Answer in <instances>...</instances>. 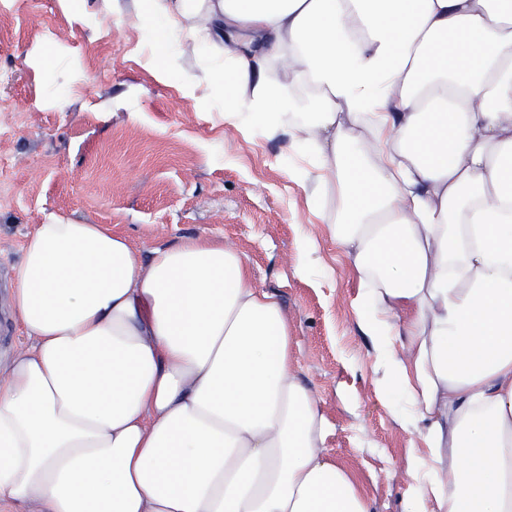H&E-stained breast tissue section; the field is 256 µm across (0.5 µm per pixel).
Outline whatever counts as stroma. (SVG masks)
Instances as JSON below:
<instances>
[{"instance_id": "obj_1", "label": "stroma", "mask_w": 512, "mask_h": 512, "mask_svg": "<svg viewBox=\"0 0 512 512\" xmlns=\"http://www.w3.org/2000/svg\"><path fill=\"white\" fill-rule=\"evenodd\" d=\"M148 52L139 0H87L79 23L61 0H0V353L29 344L8 297L36 225L106 224L145 250L221 241L283 305L327 457L374 512H402L412 428L381 394L389 375L353 308L358 280L312 213L313 186L289 174L298 158L285 137L225 123L193 47L168 80Z\"/></svg>"}]
</instances>
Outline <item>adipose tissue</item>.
Segmentation results:
<instances>
[{
	"mask_svg": "<svg viewBox=\"0 0 512 512\" xmlns=\"http://www.w3.org/2000/svg\"><path fill=\"white\" fill-rule=\"evenodd\" d=\"M225 122L304 159L414 436L403 512H512V0H144ZM0 512H372L238 252L37 225Z\"/></svg>",
	"mask_w": 512,
	"mask_h": 512,
	"instance_id": "ef3b65f1",
	"label": "adipose tissue"
}]
</instances>
